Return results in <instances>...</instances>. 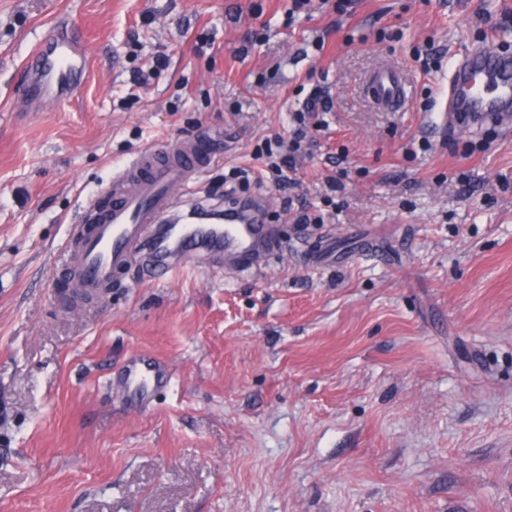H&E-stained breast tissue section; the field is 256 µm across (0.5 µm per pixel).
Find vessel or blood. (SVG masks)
I'll list each match as a JSON object with an SVG mask.
<instances>
[{"instance_id": "obj_1", "label": "vessel or blood", "mask_w": 512, "mask_h": 512, "mask_svg": "<svg viewBox=\"0 0 512 512\" xmlns=\"http://www.w3.org/2000/svg\"><path fill=\"white\" fill-rule=\"evenodd\" d=\"M88 42L72 23L57 25L32 51L18 87L25 111L52 110L68 99L87 73ZM375 101L399 110L406 101L397 73L379 69L370 79ZM448 125L471 128L479 121L512 123V54L473 50L451 73L444 106ZM201 137H183L166 152L142 149L114 171L111 182L82 208L64 243L62 272L75 295L111 288L132 264L150 277H163L190 264L197 249L224 255L231 267L257 268L277 250L270 225L261 223L257 202H231L210 216L203 203L186 213L174 210L176 193H189L215 149ZM169 371L144 354L133 355L121 376L122 389L148 394L166 385Z\"/></svg>"}]
</instances>
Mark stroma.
I'll list each match as a JSON object with an SVG mask.
<instances>
[{
	"mask_svg": "<svg viewBox=\"0 0 512 512\" xmlns=\"http://www.w3.org/2000/svg\"><path fill=\"white\" fill-rule=\"evenodd\" d=\"M290 5L0 0V512H512V130L471 136L430 108L461 55L512 48V0H328L294 23ZM57 21L83 30L87 76L21 111ZM383 65L402 111L366 92ZM315 85L329 126L294 184L248 190L278 232L267 269L204 257L63 290L69 224L113 171L226 135L193 186L223 208L225 174L263 168L254 149ZM331 239L349 261L312 263ZM134 350L173 371L140 408L105 385Z\"/></svg>",
	"mask_w": 512,
	"mask_h": 512,
	"instance_id": "1",
	"label": "stroma"
}]
</instances>
